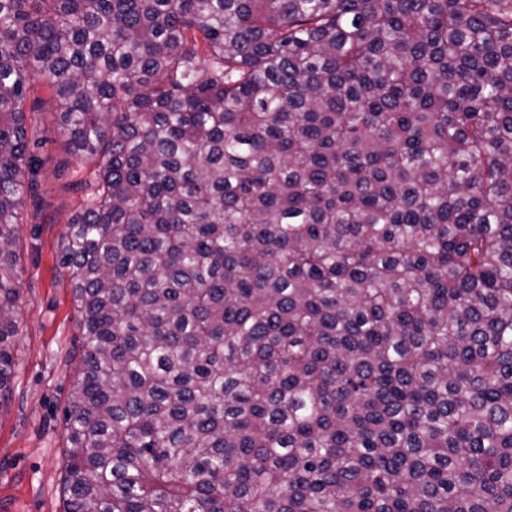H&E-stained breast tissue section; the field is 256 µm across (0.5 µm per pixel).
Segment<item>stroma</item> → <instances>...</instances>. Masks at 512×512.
<instances>
[{
	"label": "stroma",
	"instance_id": "1",
	"mask_svg": "<svg viewBox=\"0 0 512 512\" xmlns=\"http://www.w3.org/2000/svg\"><path fill=\"white\" fill-rule=\"evenodd\" d=\"M47 166L37 175L39 199L24 202L17 226L18 323L10 398L0 408V512H64L68 404L79 360L78 313L60 264L68 224L82 208L87 178L51 113H41Z\"/></svg>",
	"mask_w": 512,
	"mask_h": 512
}]
</instances>
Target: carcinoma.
Masks as SVG:
<instances>
[{
	"label": "carcinoma",
	"instance_id": "cac0c4a2",
	"mask_svg": "<svg viewBox=\"0 0 512 512\" xmlns=\"http://www.w3.org/2000/svg\"><path fill=\"white\" fill-rule=\"evenodd\" d=\"M45 85L66 512H512V0H0V407Z\"/></svg>",
	"mask_w": 512,
	"mask_h": 512
}]
</instances>
